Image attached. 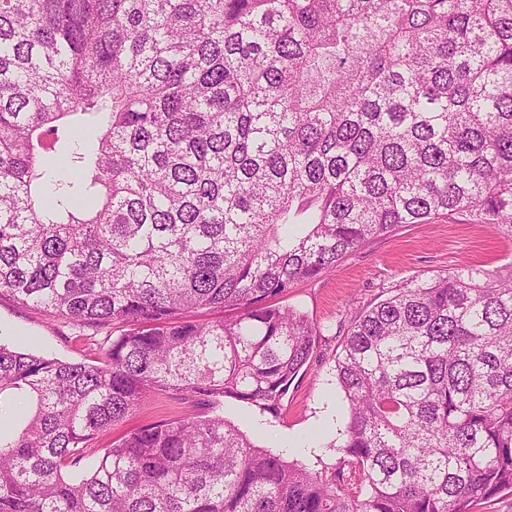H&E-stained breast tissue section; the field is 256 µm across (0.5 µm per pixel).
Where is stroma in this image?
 Listing matches in <instances>:
<instances>
[{
	"instance_id": "stroma-1",
	"label": "stroma",
	"mask_w": 512,
	"mask_h": 512,
	"mask_svg": "<svg viewBox=\"0 0 512 512\" xmlns=\"http://www.w3.org/2000/svg\"><path fill=\"white\" fill-rule=\"evenodd\" d=\"M465 261L491 271L512 270V237L470 215L442 217L399 228L348 254L336 269L295 284L281 296V305L306 313L321 329L308 366L291 384L279 418L235 403L224 404V417L287 461L312 470L335 463L348 423L347 403L335 377L336 354L344 339L340 319L412 279L447 274ZM18 338L27 340L32 351L65 361L96 364L102 358L98 342L67 320L33 313L1 295L0 340ZM184 410L180 401L152 394L128 421L101 432L94 446L107 448L134 428L179 418Z\"/></svg>"
}]
</instances>
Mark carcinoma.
Returning a JSON list of instances; mask_svg holds the SVG:
<instances>
[{"label": "carcinoma", "instance_id": "obj_1", "mask_svg": "<svg viewBox=\"0 0 512 512\" xmlns=\"http://www.w3.org/2000/svg\"><path fill=\"white\" fill-rule=\"evenodd\" d=\"M512 236V0H0V294L98 365L0 342V512H474L512 493V273L463 263L350 315L342 458L278 417L318 326L278 297L404 224ZM223 310L222 319L190 313ZM165 392L182 417L96 458ZM185 405L165 394L155 393L148 396L144 407L128 421L107 428L94 440L93 446L99 449V454L104 448L109 447L126 432L144 425H148L164 419H176L182 416Z\"/></svg>", "mask_w": 512, "mask_h": 512}]
</instances>
